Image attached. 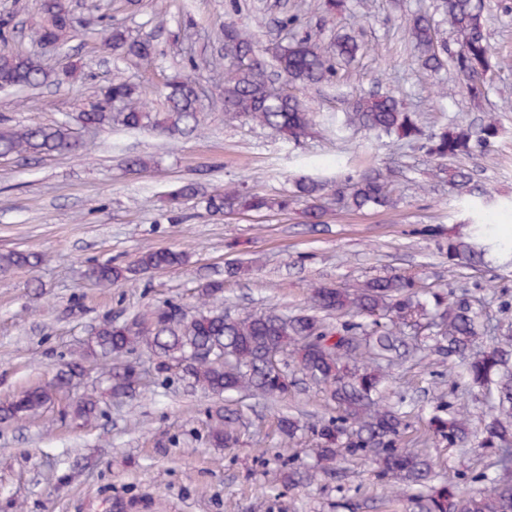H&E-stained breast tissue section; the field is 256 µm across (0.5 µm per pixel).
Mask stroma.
Returning <instances> with one entry per match:
<instances>
[{
    "label": "stroma",
    "mask_w": 512,
    "mask_h": 512,
    "mask_svg": "<svg viewBox=\"0 0 512 512\" xmlns=\"http://www.w3.org/2000/svg\"><path fill=\"white\" fill-rule=\"evenodd\" d=\"M239 12L229 0H72L78 24L61 44L43 52L42 62L59 71L80 65L81 78L33 92L0 93V126L50 125L73 121L94 99L99 85L123 77L141 98L161 108L168 80L200 79L205 88L198 128L162 136L152 130L119 127L93 134L77 130L74 154L22 160L0 158V254L28 251L45 262L34 269L0 273V401L48 382L62 363L79 356L94 328L120 323L166 302L192 310L197 288L225 279L215 308L234 314L308 308L314 281H364L384 272L419 274L437 288L448 286V259L435 239L419 235L426 225L447 228L469 223L470 215L423 153L391 146L363 131L337 137L321 125L302 143L274 130L228 122L220 87L211 80L212 55L225 21L254 32L262 46L284 36L280 20L297 15L298 31H316L325 49L348 34L362 55L339 63L330 81L317 88L290 86L322 118L343 115L357 91H392L407 107L436 126L449 119H494L500 134L489 157L464 160L478 189L495 202L496 231L512 233V14L488 21L489 42L502 69L485 80V100L475 105L453 75L427 76L412 62L404 25L416 12H432L435 0H346V10L324 17L320 0H245ZM111 13L131 36H151L157 59L136 66L102 58L98 18ZM11 15L15 32L7 51L33 49L41 0H0V15ZM447 82V96L438 93ZM150 160L134 173L126 161ZM391 171L395 204L353 211L326 193L322 223H305L300 211L211 215L200 197L169 209L165 195L194 180L202 193L242 183L272 197L294 189L301 176L334 177L376 167ZM148 249L188 253L187 265L142 276L133 283L102 288L86 275L91 260L127 264ZM132 362L143 376L132 396L117 400L106 387L109 365ZM83 377L59 392L36 417L0 423V512H342L349 497L361 512H417L414 503L376 482L374 466L354 460L340 475L318 483L283 486L284 455L314 464L317 440L311 430L336 407L319 388H297L288 401L223 397L195 388L180 369L159 375L146 350L111 360H88ZM444 363L407 360L389 382L393 394L415 402L413 447L444 465L486 470L492 450L465 456L442 441L425 439L426 417L439 403L434 374ZM99 399L89 421L73 420L70 405L87 394ZM240 411L239 443L213 448L207 442L210 410ZM299 415L303 432L281 449L274 431L278 412Z\"/></svg>",
    "instance_id": "obj_1"
}]
</instances>
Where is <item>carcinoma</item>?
Returning a JSON list of instances; mask_svg holds the SVG:
<instances>
[{
    "mask_svg": "<svg viewBox=\"0 0 512 512\" xmlns=\"http://www.w3.org/2000/svg\"><path fill=\"white\" fill-rule=\"evenodd\" d=\"M512 13V0H439L437 10L450 26L453 46L438 40L434 20L415 16L405 27V37L417 53L424 72L432 77L443 70L452 72L475 101L484 96L483 76L497 62L488 42L487 22L492 10ZM109 20L102 39L111 54L137 64H150L156 47L149 38L131 39L125 30ZM74 29L70 0H50L36 27V50L29 53H0V91L35 89L75 78L79 67L60 73L47 70L38 49L56 46ZM225 53L235 60V69L224 78V117L251 121L279 131L294 143L308 138L316 126V114L296 97L274 93L271 76L287 83L317 87L334 76L331 58L313 34L303 32L272 51L274 70L268 69L264 49L256 35L240 29L233 21L224 23ZM360 50L357 41L344 37L336 42V57L347 62ZM200 82L174 81L164 93L163 110L144 103L130 83L116 78L100 89L89 108L78 113L76 122L97 132L113 124L130 130L152 129L162 134L193 131L199 124ZM343 125L374 134L395 135L433 162L458 157L485 155L499 135L492 122L476 127L457 121L428 130L418 115L407 111L392 92H359L352 97ZM80 142L66 122L53 125L0 127V158L50 156L78 150ZM449 180L461 198L472 197L470 172L461 167L448 169ZM326 183L311 178L295 180L291 195L272 198L238 187L216 189L206 198L214 215L234 212H285L305 204L308 224H320ZM338 201L354 211L385 208L391 204V185L380 168L347 174L337 188ZM452 261L455 273L476 266L512 268V238L498 236L491 225L477 227L471 235L450 234L440 244ZM43 262L39 254L13 251L0 254V272L13 268H35ZM188 255L172 249H149L131 263L120 266L110 261L93 262L87 276L109 288L132 283L144 273L179 268ZM310 307L299 314L274 311L231 317L205 309L207 301L224 292V282L210 281L199 289L201 305L187 316L176 304L152 308L121 323L107 321L95 328L84 353L63 363L50 382L30 387L0 402V422L33 416L50 404L55 395L82 376L89 358H108L143 348L156 359L162 373L175 361L195 387L216 395L248 394L285 398L293 381L288 374H275L267 366L270 352L288 358V365L306 380L321 387L336 403V415L314 427L318 444L317 464L302 472L293 462L283 472L282 483L294 486L305 479L314 482L322 473L338 471L343 464L368 459L375 464L379 481H393V493H414L418 512H512V322L493 324L483 317L487 300L499 301L502 313L512 304L497 293L478 297L467 288L448 285V291L422 287L415 277L393 273L363 282L309 285ZM423 330L417 345L404 329ZM446 361L448 373L440 384L460 397L482 398L488 411L479 425L472 424L467 411L448 403V410L435 408L427 436L440 439L450 448H492L497 471L467 474L459 470L440 471L426 453L408 448L403 441L408 428L400 395L390 403L384 395L386 373L405 357ZM109 390L115 398L134 391L139 377L130 365L108 371ZM98 400L86 396L71 407L76 419L96 415ZM237 412L219 406L211 414L209 440L217 448L238 442ZM302 430L295 416L283 415L277 434L283 448Z\"/></svg>",
    "mask_w": 512,
    "mask_h": 512,
    "instance_id": "1",
    "label": "carcinoma"
}]
</instances>
